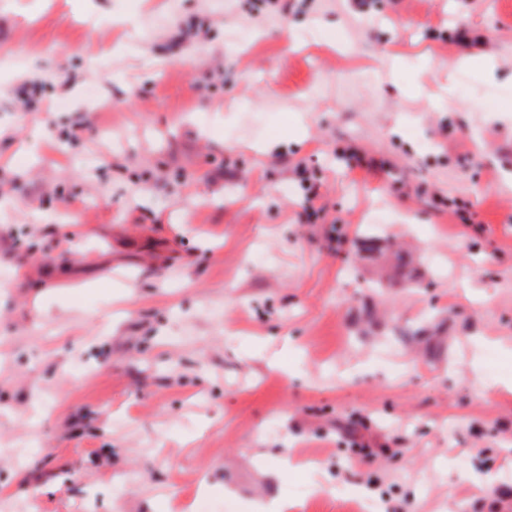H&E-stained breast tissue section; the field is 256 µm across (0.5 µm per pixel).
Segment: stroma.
I'll return each instance as SVG.
<instances>
[{
    "label": "stroma",
    "instance_id": "35a3bbf8",
    "mask_svg": "<svg viewBox=\"0 0 512 512\" xmlns=\"http://www.w3.org/2000/svg\"><path fill=\"white\" fill-rule=\"evenodd\" d=\"M0 84V512H512V0H0Z\"/></svg>",
    "mask_w": 512,
    "mask_h": 512
}]
</instances>
